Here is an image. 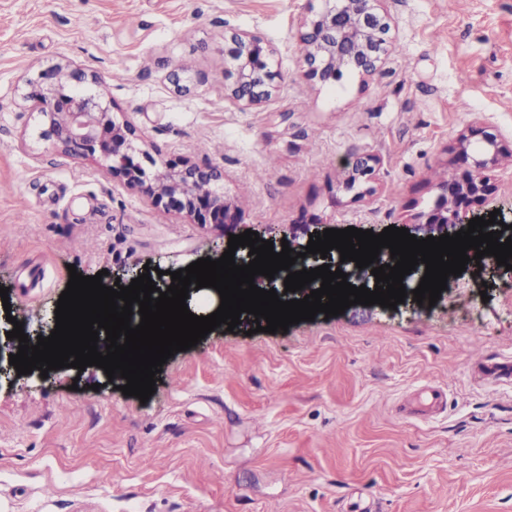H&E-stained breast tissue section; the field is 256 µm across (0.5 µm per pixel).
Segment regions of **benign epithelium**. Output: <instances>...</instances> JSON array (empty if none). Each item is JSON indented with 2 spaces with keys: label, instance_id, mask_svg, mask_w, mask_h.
<instances>
[{
  "label": "benign epithelium",
  "instance_id": "1",
  "mask_svg": "<svg viewBox=\"0 0 512 512\" xmlns=\"http://www.w3.org/2000/svg\"><path fill=\"white\" fill-rule=\"evenodd\" d=\"M322 7L311 12L300 34L305 74L323 83L338 82L347 71L375 72L387 48L389 25L374 8L376 0H320ZM229 55L234 64L224 71L228 95L246 106L257 105L278 86L283 76L271 67L273 51L260 38L234 31L229 36ZM98 79L77 67L56 65L29 82L35 88L38 112L48 121L42 137L53 148L75 157L100 155L110 161L107 172L140 186L157 205L185 211L199 224H235L237 214L224 201L215 182L221 172L215 166L171 167L151 160L155 173L149 174L137 162L136 143L140 134L128 122H118L99 97L83 87ZM470 135L479 137L480 156L462 146L457 168L442 184L435 206L418 215L413 225L417 239L454 234L468 228L469 220L489 219V205L495 193L481 176V170L496 161L501 152L500 136L488 127H475ZM379 161L372 155L357 157L347 164L348 179L369 182L378 176Z\"/></svg>",
  "mask_w": 512,
  "mask_h": 512
}]
</instances>
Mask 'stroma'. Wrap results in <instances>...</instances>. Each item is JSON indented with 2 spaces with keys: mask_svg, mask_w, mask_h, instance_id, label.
<instances>
[{
  "mask_svg": "<svg viewBox=\"0 0 512 512\" xmlns=\"http://www.w3.org/2000/svg\"><path fill=\"white\" fill-rule=\"evenodd\" d=\"M308 0H0V286L30 333L71 272L106 286L151 265L219 259L195 223L42 139L28 83L73 63L102 102L176 165L214 163L236 233L415 223L483 125V171L512 207V0H381L373 74L305 77ZM233 31L284 76L260 104L224 93ZM181 86H174L173 76ZM210 151H201V143ZM379 177L347 188L346 160ZM493 265L449 277L432 308L354 305L246 335L217 327L167 359L147 402L88 369L0 384V512H512V290ZM476 318H466V310ZM441 406L419 410L423 388Z\"/></svg>",
  "mask_w": 512,
  "mask_h": 512,
  "instance_id": "35a3bbf8",
  "label": "stroma"
}]
</instances>
